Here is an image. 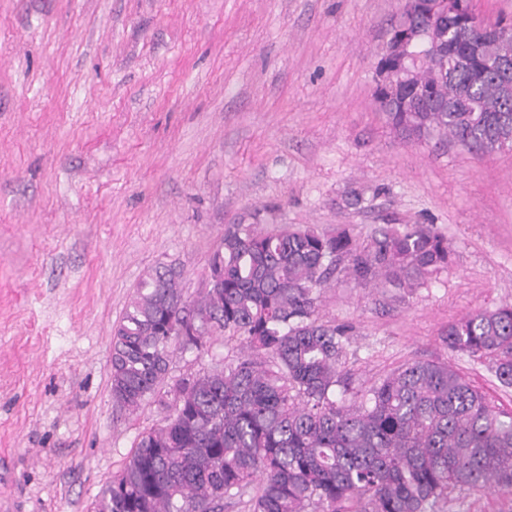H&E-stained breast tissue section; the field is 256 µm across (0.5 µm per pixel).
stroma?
<instances>
[{
  "mask_svg": "<svg viewBox=\"0 0 512 512\" xmlns=\"http://www.w3.org/2000/svg\"><path fill=\"white\" fill-rule=\"evenodd\" d=\"M401 0H0V512H92L137 434L111 393L112 326L165 263L204 287L228 224H431L447 269L414 290L336 274L353 390L445 361L512 410L449 322L512 303V150L410 141L375 110ZM360 205H348L351 193ZM439 512H512L491 490Z\"/></svg>",
  "mask_w": 512,
  "mask_h": 512,
  "instance_id": "stroma-1",
  "label": "stroma"
}]
</instances>
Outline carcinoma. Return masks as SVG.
Returning a JSON list of instances; mask_svg holds the SVG:
<instances>
[{
    "instance_id": "1",
    "label": "carcinoma",
    "mask_w": 512,
    "mask_h": 512,
    "mask_svg": "<svg viewBox=\"0 0 512 512\" xmlns=\"http://www.w3.org/2000/svg\"><path fill=\"white\" fill-rule=\"evenodd\" d=\"M456 2L458 16L437 23L448 51L376 88L377 110L407 140L511 149L512 76L498 61H512V36L482 40L470 0ZM450 258L431 224H385L366 241L347 227L230 224L208 259L223 288L188 301L175 268L148 269L112 329V402L164 416L137 435L94 512H224L255 483L249 512H432L464 492L512 490V412L445 361L406 363L352 394L340 370L350 328L316 316L338 272L415 288ZM192 314L199 335H179ZM216 335L234 359L171 375L174 355L198 357ZM444 341L512 387L511 304L449 323Z\"/></svg>"
}]
</instances>
